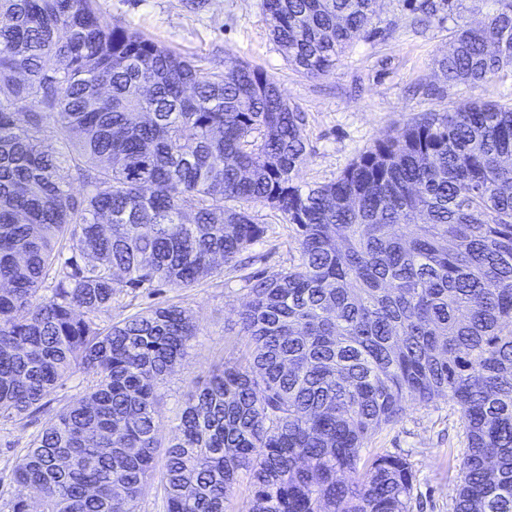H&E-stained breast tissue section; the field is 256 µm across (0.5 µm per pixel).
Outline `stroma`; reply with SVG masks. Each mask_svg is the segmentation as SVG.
<instances>
[{"mask_svg": "<svg viewBox=\"0 0 512 512\" xmlns=\"http://www.w3.org/2000/svg\"><path fill=\"white\" fill-rule=\"evenodd\" d=\"M103 21L138 29L181 53L200 60L208 71L223 68L227 58L265 70L285 98L307 117V157L297 181L328 183L368 146L428 112L452 111L474 100L512 103V72L503 71L480 86L444 83L439 60L450 47L451 21L416 27L406 0H378L375 25L380 33L350 47L336 69L309 79L291 67L273 41L262 0H98ZM265 238L251 247L255 260L245 268H225L223 276L188 289L161 294L131 293L112 305L113 320L165 303L191 310L199 334L181 365L163 382L164 437H171L194 382L211 369L233 361L247 339L237 311L246 295L245 278L286 268L295 254L294 233L273 210L258 202L244 204ZM0 423V512H8L17 492L13 467L42 429ZM366 453L402 455L416 472L410 512H453L466 437L461 413L447 398L426 406H409L396 424L370 434Z\"/></svg>", "mask_w": 512, "mask_h": 512, "instance_id": "stroma-1", "label": "stroma"}]
</instances>
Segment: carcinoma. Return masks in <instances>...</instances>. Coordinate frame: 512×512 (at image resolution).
<instances>
[{
    "instance_id": "1",
    "label": "carcinoma",
    "mask_w": 512,
    "mask_h": 512,
    "mask_svg": "<svg viewBox=\"0 0 512 512\" xmlns=\"http://www.w3.org/2000/svg\"><path fill=\"white\" fill-rule=\"evenodd\" d=\"M494 3L475 25L458 0L410 3L454 23L444 82L512 69V0ZM376 4L263 0L309 79L377 33ZM305 127L258 67L205 74L97 0H0V420L82 388L16 458L11 512H138L159 455L166 512H225L243 473L248 512H409L410 462L361 473L363 441L443 395L467 441L454 512H512V105L426 113L314 187ZM241 200L293 226L297 258L248 278L249 346L165 444L159 387L198 327L176 304L103 318L237 264L266 234Z\"/></svg>"
}]
</instances>
